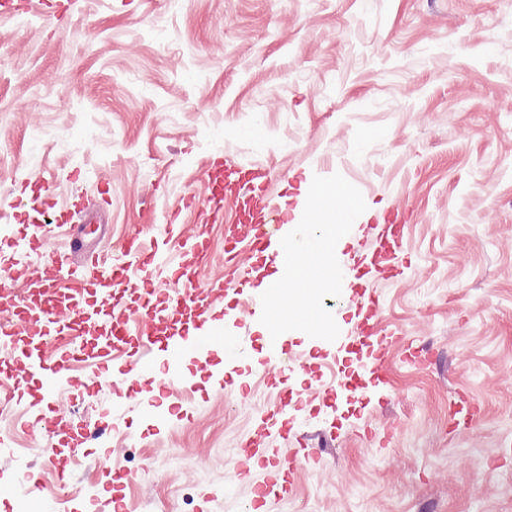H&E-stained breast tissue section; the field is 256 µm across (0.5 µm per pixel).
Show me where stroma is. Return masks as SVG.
Here are the masks:
<instances>
[{
	"label": "stroma",
	"instance_id": "35a3bbf8",
	"mask_svg": "<svg viewBox=\"0 0 512 512\" xmlns=\"http://www.w3.org/2000/svg\"><path fill=\"white\" fill-rule=\"evenodd\" d=\"M22 2L0 16V238L16 243L0 266L31 271L45 234L100 255L175 212L209 243L201 288L232 277L242 195L182 208L208 196L207 169L261 170L286 196L338 174L366 209L323 300L335 340L260 332L284 267L255 258L251 287L211 295L231 345L187 346L184 397L152 406L132 387L117 403L91 383L33 432L35 386L15 390L0 512H512V0ZM386 224L404 251L368 267L362 242ZM354 271L378 291L390 379L351 411L301 394L284 433L257 440L260 409L300 377L267 369L271 344L340 383L366 303ZM98 421L101 438L46 456ZM80 455L110 472L83 487Z\"/></svg>",
	"mask_w": 512,
	"mask_h": 512
}]
</instances>
